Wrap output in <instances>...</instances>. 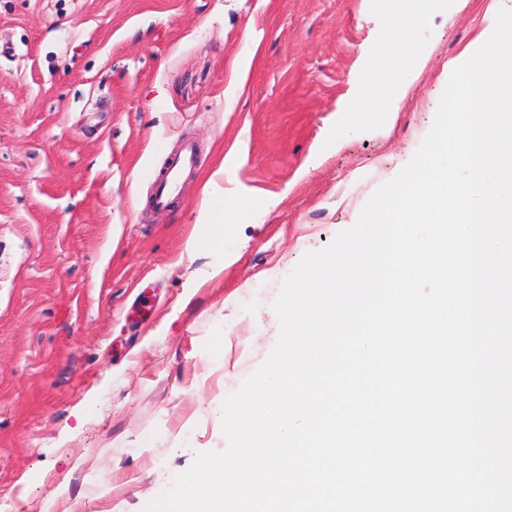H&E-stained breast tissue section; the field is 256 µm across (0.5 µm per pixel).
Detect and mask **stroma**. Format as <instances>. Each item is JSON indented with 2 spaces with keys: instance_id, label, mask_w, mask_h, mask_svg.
I'll use <instances>...</instances> for the list:
<instances>
[{
  "instance_id": "obj_1",
  "label": "stroma",
  "mask_w": 512,
  "mask_h": 512,
  "mask_svg": "<svg viewBox=\"0 0 512 512\" xmlns=\"http://www.w3.org/2000/svg\"><path fill=\"white\" fill-rule=\"evenodd\" d=\"M503 7L432 0L381 99L375 0H0V512H143L226 448L283 280L412 159ZM195 164V151L192 145H185L179 154L171 159L162 177L155 180L154 201L157 207H168L176 194L182 173Z\"/></svg>"
}]
</instances>
